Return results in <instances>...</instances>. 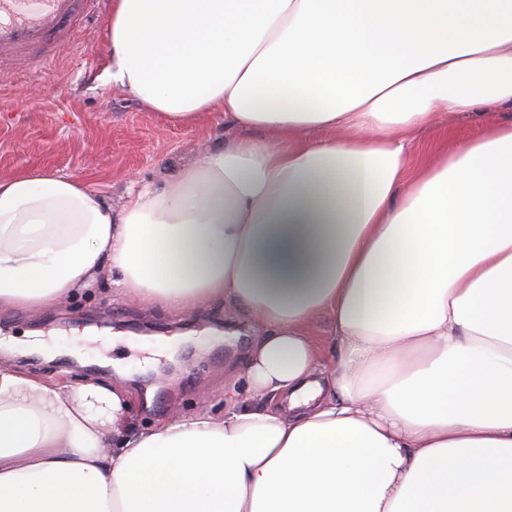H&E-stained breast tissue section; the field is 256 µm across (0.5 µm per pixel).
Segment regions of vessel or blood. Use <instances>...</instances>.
Returning <instances> with one entry per match:
<instances>
[{
	"mask_svg": "<svg viewBox=\"0 0 512 512\" xmlns=\"http://www.w3.org/2000/svg\"><path fill=\"white\" fill-rule=\"evenodd\" d=\"M101 0H0V64L60 54L76 38L74 22Z\"/></svg>",
	"mask_w": 512,
	"mask_h": 512,
	"instance_id": "vessel-or-blood-1",
	"label": "vessel or blood"
}]
</instances>
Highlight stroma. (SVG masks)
<instances>
[{
  "instance_id": "stroma-1",
  "label": "stroma",
  "mask_w": 512,
  "mask_h": 512,
  "mask_svg": "<svg viewBox=\"0 0 512 512\" xmlns=\"http://www.w3.org/2000/svg\"><path fill=\"white\" fill-rule=\"evenodd\" d=\"M109 18L105 12L79 21L75 42L38 71L23 62L0 71V177L74 175L117 210L130 182L161 183L224 138L267 140L264 130L229 127L219 111L190 125L168 123L107 82ZM489 119L511 121L512 110L487 107L467 121L415 132L412 167L431 160L442 137L477 136ZM51 330L55 347L21 357V364L73 381L123 379L135 393L132 430L192 411L203 399L223 410L224 374L242 365L255 340L242 314L221 300L181 317L103 288L47 310L0 313V339Z\"/></svg>"
}]
</instances>
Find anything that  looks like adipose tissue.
Masks as SVG:
<instances>
[{"label":"adipose tissue","instance_id":"ef3b65f1","mask_svg":"<svg viewBox=\"0 0 512 512\" xmlns=\"http://www.w3.org/2000/svg\"><path fill=\"white\" fill-rule=\"evenodd\" d=\"M108 54L163 120L273 137L118 211L72 176L0 178V309L108 271L259 337L223 412L134 432L120 384L0 360V512H512V123L406 177L410 132L512 108V0H114Z\"/></svg>","mask_w":512,"mask_h":512}]
</instances>
